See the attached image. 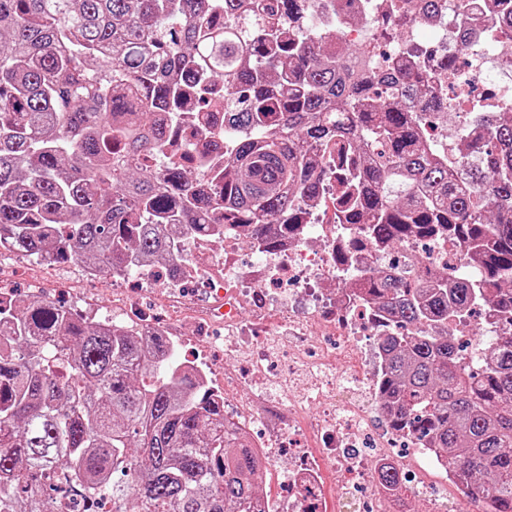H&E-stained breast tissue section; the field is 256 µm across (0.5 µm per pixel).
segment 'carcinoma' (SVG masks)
Listing matches in <instances>:
<instances>
[{
    "label": "carcinoma",
    "mask_w": 512,
    "mask_h": 512,
    "mask_svg": "<svg viewBox=\"0 0 512 512\" xmlns=\"http://www.w3.org/2000/svg\"><path fill=\"white\" fill-rule=\"evenodd\" d=\"M239 0H0V251L98 273L177 264L185 238L215 224L275 243L305 221L336 178V223L360 224L378 250L448 236L480 270L471 280L423 268L370 273L368 299L402 328L382 392L393 426L427 440L480 512H512V331L496 366L474 376L452 354L448 316L479 301L512 320V112H473L460 174L434 150L431 73L342 82L355 52L313 40L311 0H268L292 29L223 25ZM490 26L512 38V0ZM224 86V123L252 130L224 173L156 164L153 114L180 121L177 69ZM336 140V162L319 159ZM265 462L228 424L224 401L166 336L47 300L0 304V512H72L108 493L112 512H270ZM377 479L393 501L399 472Z\"/></svg>",
    "instance_id": "obj_1"
}]
</instances>
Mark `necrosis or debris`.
I'll return each mask as SVG.
<instances>
[{
    "label": "necrosis or debris",
    "mask_w": 512,
    "mask_h": 512,
    "mask_svg": "<svg viewBox=\"0 0 512 512\" xmlns=\"http://www.w3.org/2000/svg\"><path fill=\"white\" fill-rule=\"evenodd\" d=\"M490 4L437 0L434 12L426 13L419 0H313L311 29L323 37L341 33L356 49L361 72L371 76L387 61H407L416 46L432 57L448 51L461 67L435 73L433 80L436 89L445 90L449 112L465 116L477 107L495 112L512 103V38L486 26L471 37L461 35ZM229 136L223 106L213 102L199 111L191 95L171 151L187 163L209 156L228 161L233 157L224 147ZM335 193V184H327L320 206L305 223L276 247L259 250L256 259L243 260L242 234L236 229L189 237L178 272L160 263L112 274L114 283L153 288L176 300L186 282L207 285L212 296L208 317L225 330V359L243 353L247 362L220 376L207 363L195 368L223 397L227 419L250 434L263 460L280 459L283 450H290L280 512H328L323 482L328 467L339 475L340 496L356 503L359 512H373L387 492L382 484L367 482L366 472L385 463L404 470L394 452L403 444L417 448L426 460L434 458L426 441L376 420L377 386L385 368L380 340L393 335L397 325L367 302L361 288L366 269L394 265L404 271L423 262L453 268L461 278L475 276L463 246L445 236L411 239L393 256L377 251L359 231L336 223ZM502 328L497 309L487 304L479 318L448 319V333L470 366L492 362ZM279 332L286 344L275 358L265 339ZM344 348L355 355L340 372L336 355ZM305 425L312 439L301 443L297 435Z\"/></svg>",
    "instance_id": "obj_1"
}]
</instances>
